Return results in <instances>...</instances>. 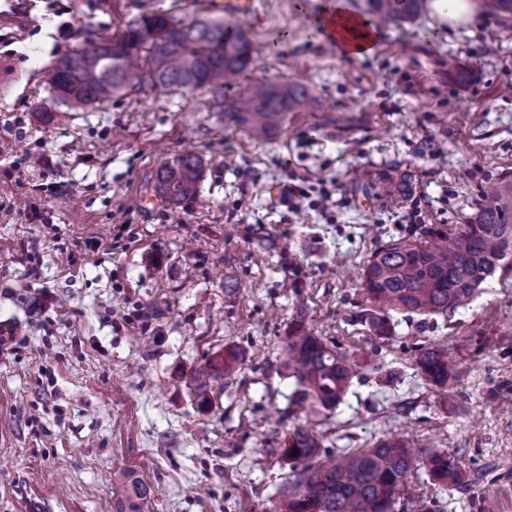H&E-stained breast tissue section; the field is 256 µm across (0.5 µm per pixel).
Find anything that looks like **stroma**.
<instances>
[{"label": "stroma", "mask_w": 512, "mask_h": 512, "mask_svg": "<svg viewBox=\"0 0 512 512\" xmlns=\"http://www.w3.org/2000/svg\"><path fill=\"white\" fill-rule=\"evenodd\" d=\"M326 2L254 0L240 21L257 52L223 96L148 88L75 107L48 74L87 33L144 12L220 16L224 0H0V200L39 153L29 199L45 216L0 212V324L14 330L0 345V512H116L122 472L150 487L148 512H273L298 425L334 457L409 434L461 457L462 484L418 473L395 512L425 497L512 512V275L449 316L394 315L383 338L360 320L358 276L391 242L453 233L512 177V15L378 20L373 54L354 60L315 24ZM285 78L313 104L274 138L225 117L248 85ZM185 151L202 178L176 207L154 177ZM48 169L61 190H42ZM298 318L359 365L335 409L292 402ZM431 346L462 368L443 388L416 363ZM229 350L232 375L198 391V370Z\"/></svg>", "instance_id": "obj_1"}]
</instances>
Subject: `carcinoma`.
<instances>
[{"label":"carcinoma","mask_w":512,"mask_h":512,"mask_svg":"<svg viewBox=\"0 0 512 512\" xmlns=\"http://www.w3.org/2000/svg\"><path fill=\"white\" fill-rule=\"evenodd\" d=\"M379 18L407 22L421 16L427 0H366ZM252 44L243 25L206 16L175 23L161 13H143L113 39L89 35L85 46L66 52L49 81L57 97L75 105L106 101L143 88H207L222 95L224 86L248 68ZM306 86L293 82L258 83L245 96L224 105V116L246 128L257 141L280 131L288 113L307 106ZM202 163L191 151L176 155L157 170L154 187L165 202L181 205L199 193ZM512 271V179L504 178L478 204L459 234L441 241L392 243L375 251L362 269L361 284L369 303L361 319L378 336L392 334L390 314L446 316L467 306L478 288L497 272ZM236 355L208 363L202 376L234 370ZM285 367L295 378L296 402L335 408L359 377L348 356L329 348L297 319L288 333ZM418 368L433 385L444 387L460 365L448 351L430 348ZM282 453L291 473L279 488L281 512H393L410 493L409 480L419 470L435 481H462L461 458L442 448L415 449L405 438H382L370 448H356L324 458L312 432H289ZM150 490L130 483L132 507L148 506Z\"/></svg>","instance_id":"1"}]
</instances>
